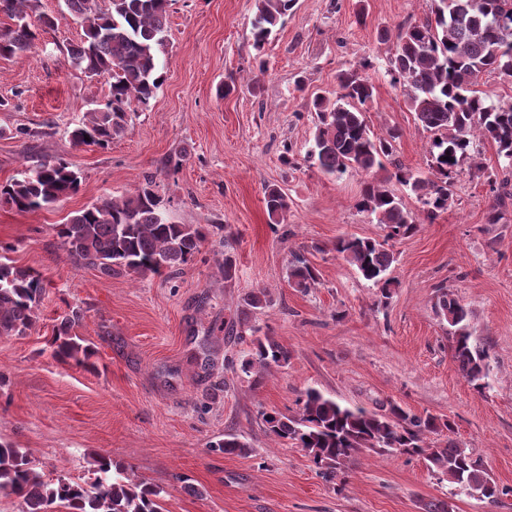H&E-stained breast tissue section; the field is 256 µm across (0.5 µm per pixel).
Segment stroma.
Listing matches in <instances>:
<instances>
[{"instance_id":"obj_1","label":"stroma","mask_w":512,"mask_h":512,"mask_svg":"<svg viewBox=\"0 0 512 512\" xmlns=\"http://www.w3.org/2000/svg\"><path fill=\"white\" fill-rule=\"evenodd\" d=\"M429 8V0H295L259 55L254 0H174L163 84L149 105L131 106L125 134L101 149L75 146L70 133L104 103L109 82L68 64L66 48L82 28L64 0H32L34 47L0 57V183L43 158L73 164L82 183L49 208L0 207L9 258L52 282L28 334L0 338V439L25 449L47 479L89 480L94 458L108 456L160 488L165 512H423L444 499L453 512H512V495L495 505L449 497L417 456L364 451L347 463L343 485L325 482L305 451L275 440L263 419L295 413L309 387L369 411L394 402L453 422L459 445L512 488V206L488 223L495 199L485 175L500 168L494 146L481 144L476 159L461 162L447 212L394 242L387 298L337 253L336 240L384 238V225L358 206L366 183L386 181L416 217L417 198L389 171L336 177L305 160L314 96L335 97L340 71L368 59L372 135L399 129L396 161L427 173L431 135L386 68L398 26L423 21ZM44 16L50 25H41ZM174 154L182 167L161 172ZM149 173L169 222L231 227L235 279H224L215 236L173 278L73 267L55 225L134 190ZM268 184L289 202L275 227L263 200ZM296 253L318 272L306 293L288 282ZM258 288L269 303L251 320L291 358L256 380L238 367L249 345L231 327ZM444 289L469 309L472 339L487 351L484 389L452 357L448 325L434 309ZM69 304L85 312L77 332L97 347V374L50 354L54 321ZM228 433L248 442V454L216 449Z\"/></svg>"}]
</instances>
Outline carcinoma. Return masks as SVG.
<instances>
[{
    "label": "carcinoma",
    "instance_id": "cac0c4a2",
    "mask_svg": "<svg viewBox=\"0 0 512 512\" xmlns=\"http://www.w3.org/2000/svg\"><path fill=\"white\" fill-rule=\"evenodd\" d=\"M28 0H0V15L13 26L0 33V57L27 54L35 33L28 21ZM80 20L83 38L69 48L68 62L88 78L108 76L109 96L89 113L88 120L71 131L77 146L105 148L124 134L132 103L149 104L163 83L161 57L168 47L170 0H64ZM431 17L400 27L388 74L406 88L411 111L423 129L432 134L427 166L430 175H415L393 159L397 129L387 136L370 135L365 106L373 100L374 87L359 68L340 76L335 100L314 99L318 124L307 156L310 166L329 175H342L356 167L363 171L394 166L392 176L410 188L421 204L424 219L433 222L453 200V181L461 161L488 142L502 160L503 178L489 183L501 206L512 201V102H501L477 89L485 74L512 78V0H430ZM294 6V0H255L251 20L253 49L261 53L270 36ZM89 139H84V136ZM82 174L62 159L42 160L21 179L0 184V206L20 212L49 207L76 193ZM269 219L281 223L288 199L275 185L264 190ZM358 206L384 225V241L342 237L336 252L388 298L393 281L388 271L396 260L391 242L413 233L418 223L383 182L364 186ZM56 235L71 263L106 277L166 274L174 276L200 253L211 233L222 224H172L165 216V202L158 193L156 175L149 173L134 192L105 197L55 225ZM224 279L237 273L233 240L226 235ZM288 283L302 292L318 284L316 270L296 258L288 266ZM47 292L43 275L33 268L0 261V337L24 336L38 319ZM436 313L448 323L453 359L462 375L476 388L487 385L489 367L485 351L471 342L469 312L450 292H441ZM84 320L79 307H70L53 328L52 356L64 365L87 372L98 370L91 361V343L75 329ZM251 333L253 348L240 362L245 375L258 376L272 365L288 362L290 353L269 336L258 335L249 316L239 319ZM292 415L264 414L267 429L280 440L304 449L327 482L344 483L348 461L364 450L418 456L438 479L448 482L450 494L474 493L497 503L512 493L498 486L482 460L454 440L442 447L430 436L452 430L450 421L411 413L391 403L380 411L345 406L309 388L297 400ZM228 453H245L248 444L236 434L224 435L214 444ZM94 481L86 486L60 476L46 481L28 453L0 440V498L20 499L21 512H47L54 503L68 512H163L162 490L124 475V469L100 456L95 460Z\"/></svg>",
    "mask_w": 512,
    "mask_h": 512
}]
</instances>
